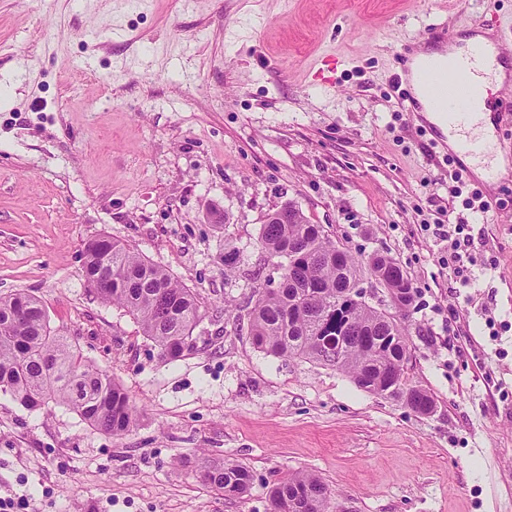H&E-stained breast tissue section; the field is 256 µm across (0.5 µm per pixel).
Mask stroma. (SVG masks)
Masks as SVG:
<instances>
[{
  "label": "stroma",
  "mask_w": 512,
  "mask_h": 512,
  "mask_svg": "<svg viewBox=\"0 0 512 512\" xmlns=\"http://www.w3.org/2000/svg\"><path fill=\"white\" fill-rule=\"evenodd\" d=\"M490 19L511 44L512 0H0V296L38 297L135 407L112 436L0 394L15 512H269L272 483L298 471L341 512H512V179L489 187L493 211L450 214L477 258L455 287L445 243L420 229L454 169L391 82L414 36L464 40ZM326 56L331 85L315 76ZM288 201L351 254L401 262L406 378L433 414L255 348V293L282 273L263 219ZM101 235L197 293L193 351L162 360L97 298L84 245ZM204 458L246 465L248 495L204 484Z\"/></svg>",
  "instance_id": "obj_1"
}]
</instances>
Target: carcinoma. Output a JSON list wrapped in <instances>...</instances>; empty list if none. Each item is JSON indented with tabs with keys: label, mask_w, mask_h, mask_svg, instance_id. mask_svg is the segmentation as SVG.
<instances>
[{
	"label": "carcinoma",
	"mask_w": 512,
	"mask_h": 512,
	"mask_svg": "<svg viewBox=\"0 0 512 512\" xmlns=\"http://www.w3.org/2000/svg\"><path fill=\"white\" fill-rule=\"evenodd\" d=\"M261 245L286 263L279 286L259 293L252 307L250 336L257 348L334 367L366 392L400 397L387 393V381L410 360L402 321L381 322L378 309L354 303L346 292L364 275L380 274L407 309L413 287L402 265L388 255L364 261L336 253L323 225L293 209L262 226ZM84 255L88 286L101 301L131 314L162 359L172 362L194 349L200 306L192 289L107 236L86 242ZM409 390L420 413L435 406L425 389ZM0 392L27 409L64 405L112 436L126 434L134 423L123 388L53 330L45 306L25 292L0 296ZM202 477L226 498H241L252 486L251 471L230 459L205 464ZM269 497L275 512H330L332 491L319 476L298 472L275 483Z\"/></svg>",
	"instance_id": "carcinoma-1"
}]
</instances>
